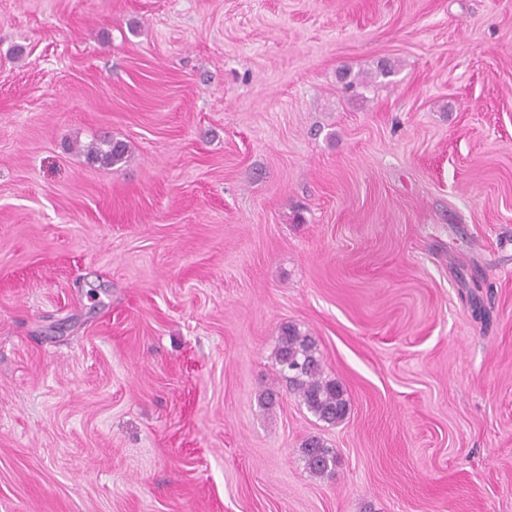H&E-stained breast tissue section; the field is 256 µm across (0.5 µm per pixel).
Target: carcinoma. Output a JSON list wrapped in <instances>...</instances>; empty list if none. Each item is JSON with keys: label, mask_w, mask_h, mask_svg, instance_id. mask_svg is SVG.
<instances>
[{"label": "carcinoma", "mask_w": 512, "mask_h": 512, "mask_svg": "<svg viewBox=\"0 0 512 512\" xmlns=\"http://www.w3.org/2000/svg\"><path fill=\"white\" fill-rule=\"evenodd\" d=\"M77 149L106 167L121 163L129 152L126 142L118 139H94ZM275 360L280 375L315 417L331 425L343 421L349 411L346 392L339 382L325 375L313 337L293 326L284 327ZM302 453L307 468L316 476L330 474L336 465L335 453L317 437L305 441Z\"/></svg>", "instance_id": "carcinoma-1"}]
</instances>
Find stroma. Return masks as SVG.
Masks as SVG:
<instances>
[{"label": "stroma", "mask_w": 512, "mask_h": 512, "mask_svg": "<svg viewBox=\"0 0 512 512\" xmlns=\"http://www.w3.org/2000/svg\"><path fill=\"white\" fill-rule=\"evenodd\" d=\"M0 512H512V0H0ZM85 156L102 166H115L127 158L129 148L126 142L118 139L91 140L86 145H76ZM280 375L319 420L334 425L349 411L346 392L339 382L325 375L317 343L312 336L285 326L275 353ZM305 464L309 471L319 477L332 472L336 465V456L318 437L307 439L302 448Z\"/></svg>", "instance_id": "stroma-1"}]
</instances>
